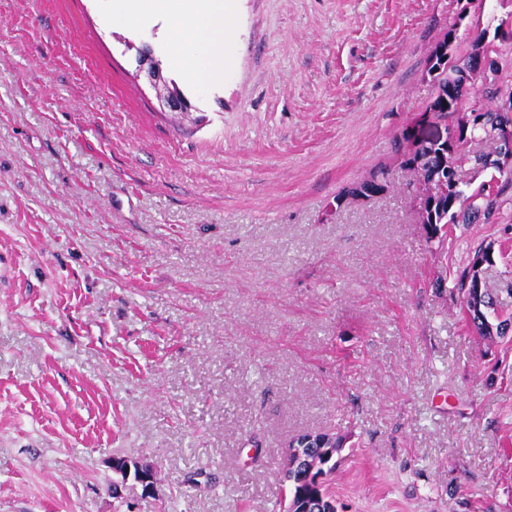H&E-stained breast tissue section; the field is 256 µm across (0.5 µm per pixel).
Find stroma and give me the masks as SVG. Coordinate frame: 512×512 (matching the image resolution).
Masks as SVG:
<instances>
[{
	"label": "stroma",
	"mask_w": 512,
	"mask_h": 512,
	"mask_svg": "<svg viewBox=\"0 0 512 512\" xmlns=\"http://www.w3.org/2000/svg\"><path fill=\"white\" fill-rule=\"evenodd\" d=\"M113 5L0 0V512H282L283 450L326 431L339 512H512V332L452 289L490 247L512 315V208L431 234L399 169L330 210L424 111L461 8L512 27V0H229L210 86ZM126 47L127 51L133 52L137 77L146 80L161 110L180 115L197 112L195 102L172 87L149 44L129 42ZM112 464L118 473L124 475L125 480L131 477L136 485L141 486L144 494H149L155 489L158 481L156 469L136 464L132 471L131 461L124 457H115Z\"/></svg>",
	"instance_id": "stroma-1"
}]
</instances>
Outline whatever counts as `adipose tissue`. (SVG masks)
Instances as JSON below:
<instances>
[{
	"instance_id": "1",
	"label": "adipose tissue",
	"mask_w": 512,
	"mask_h": 512,
	"mask_svg": "<svg viewBox=\"0 0 512 512\" xmlns=\"http://www.w3.org/2000/svg\"><path fill=\"white\" fill-rule=\"evenodd\" d=\"M114 17L127 26L163 22L170 49L191 81L208 85L223 80L229 27L224 0H118Z\"/></svg>"
}]
</instances>
